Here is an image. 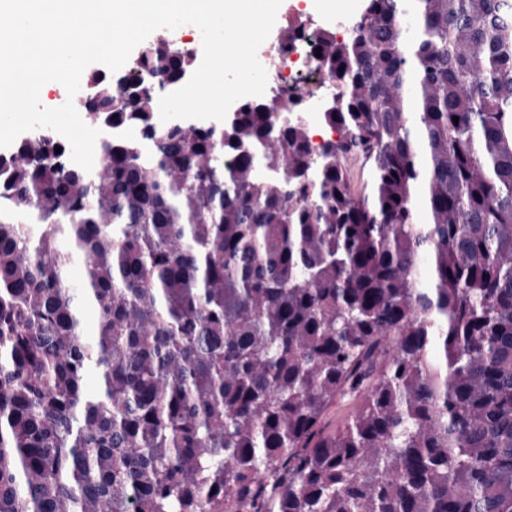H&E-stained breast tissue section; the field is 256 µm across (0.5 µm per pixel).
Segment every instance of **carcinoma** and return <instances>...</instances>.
<instances>
[{"instance_id": "obj_1", "label": "carcinoma", "mask_w": 512, "mask_h": 512, "mask_svg": "<svg viewBox=\"0 0 512 512\" xmlns=\"http://www.w3.org/2000/svg\"><path fill=\"white\" fill-rule=\"evenodd\" d=\"M346 29L278 37L333 87L316 153L299 93L157 127L197 59L160 36L90 76L92 171L0 154V512H512V0ZM361 402L359 395L346 396L336 401L324 415V425L328 432L334 433L343 427L349 416L354 413Z\"/></svg>"}]
</instances>
